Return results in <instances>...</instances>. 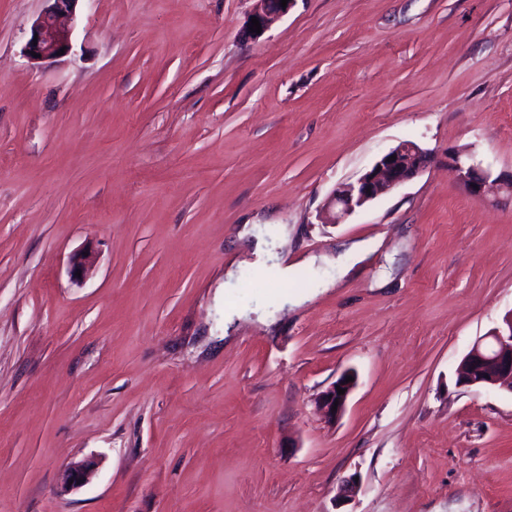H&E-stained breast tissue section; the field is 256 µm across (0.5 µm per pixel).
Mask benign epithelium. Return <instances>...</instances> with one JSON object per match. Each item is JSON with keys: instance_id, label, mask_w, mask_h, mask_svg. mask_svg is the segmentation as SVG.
Masks as SVG:
<instances>
[{"instance_id": "benign-epithelium-1", "label": "benign epithelium", "mask_w": 512, "mask_h": 512, "mask_svg": "<svg viewBox=\"0 0 512 512\" xmlns=\"http://www.w3.org/2000/svg\"><path fill=\"white\" fill-rule=\"evenodd\" d=\"M47 10L36 20L32 34L37 40H28L24 53L34 62H42L57 57V52L69 53L71 46V26L74 21L78 0H48ZM259 7L254 12L261 28L267 29L276 19L288 13L295 0H288L281 7V0H258ZM429 154L418 144L404 141L382 155L373 167L356 181L337 187L321 208L324 224H338L341 219L378 197L398 188L417 177L427 169ZM448 171L453 178L475 196H482L492 186L512 190V177L504 181L491 178L489 171L475 164L468 153L453 150L448 153ZM490 343L477 342L461 361L457 376L461 384L468 387L487 388L501 386L512 392V314L506 316L503 325L487 334ZM351 372H344L317 400V410L327 421H334L345 411L348 397L355 382L346 381ZM345 393L338 394L337 388ZM96 471V463L91 459L71 463L63 473V488L73 491L88 485Z\"/></svg>"}]
</instances>
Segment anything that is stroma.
<instances>
[{
  "instance_id": "1",
  "label": "stroma",
  "mask_w": 512,
  "mask_h": 512,
  "mask_svg": "<svg viewBox=\"0 0 512 512\" xmlns=\"http://www.w3.org/2000/svg\"><path fill=\"white\" fill-rule=\"evenodd\" d=\"M256 4L78 0L35 64L45 0H0V512H512V393L456 382L512 311V193L448 171L512 172V0H296L252 37ZM404 141L422 174L321 223ZM244 224L323 261L261 274ZM50 2L47 10L36 20L31 36L24 47L27 58L34 62H42L68 54L71 49V26L78 0H45ZM35 34H38L37 45H33ZM65 47L63 55H57ZM32 52L37 57L32 56ZM448 171L475 197L482 196L490 186L495 184L500 188L506 187L512 190V173L507 181H501L497 176L490 183V172L475 164L470 155L463 150L456 149L448 153ZM352 376L354 381L345 383L346 377ZM356 384L355 375L352 372H344L336 382L325 392H323L317 400V410L326 421H335L345 411L348 397ZM336 386L345 389V393L338 395ZM335 401H338L336 411H333ZM96 471V463L91 459L71 463L63 473L64 491H73L88 485Z\"/></svg>"
}]
</instances>
